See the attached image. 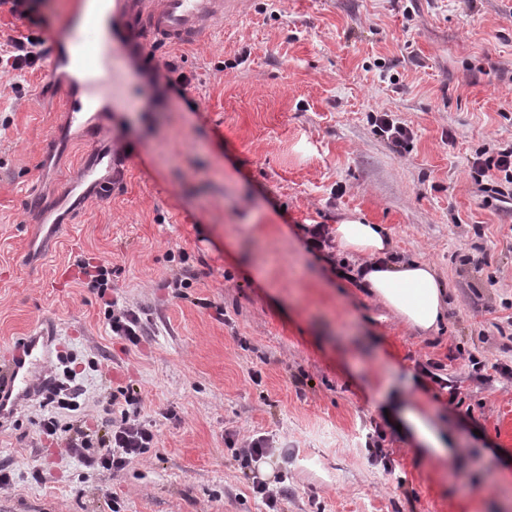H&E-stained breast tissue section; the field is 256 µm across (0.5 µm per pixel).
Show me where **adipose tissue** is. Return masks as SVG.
Masks as SVG:
<instances>
[{"label":"adipose tissue","instance_id":"obj_1","mask_svg":"<svg viewBox=\"0 0 512 512\" xmlns=\"http://www.w3.org/2000/svg\"><path fill=\"white\" fill-rule=\"evenodd\" d=\"M335 233L343 250L377 259L375 271L365 281L379 302L414 328H437L444 311V291L432 266L389 260L388 240L379 225L348 219L337 224Z\"/></svg>","mask_w":512,"mask_h":512}]
</instances>
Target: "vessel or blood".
Masks as SVG:
<instances>
[{"mask_svg":"<svg viewBox=\"0 0 512 512\" xmlns=\"http://www.w3.org/2000/svg\"><path fill=\"white\" fill-rule=\"evenodd\" d=\"M233 0H102L98 11L75 10L40 37L50 46L46 62L49 80H56L61 68H71L73 82L81 95L66 96L64 110L71 126L92 130L82 182L67 185L58 206L80 201L83 184L97 186L107 196L114 182L124 177L119 154L104 146L112 131V115L126 111L129 102L117 95V81L124 69L138 61L153 43L190 47L202 36L222 26ZM109 180H101L100 170ZM42 361L38 337L23 340L5 356L0 366V420L13 415L30 397L33 371Z\"/></svg>","mask_w":512,"mask_h":512,"instance_id":"obj_1","label":"vessel or blood"}]
</instances>
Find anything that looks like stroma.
<instances>
[{
	"mask_svg": "<svg viewBox=\"0 0 512 512\" xmlns=\"http://www.w3.org/2000/svg\"><path fill=\"white\" fill-rule=\"evenodd\" d=\"M170 59L186 96L149 79ZM120 86L137 104L112 115L125 177L60 209L88 146L43 67L0 70V352L51 332L37 380L65 355L83 390L57 439L36 396L0 423V512H266L229 432L287 448L269 459L288 473L281 512H512V379L470 364L512 367V197H487L472 169L483 147L512 145V0H240L197 45H152ZM381 112L411 130L407 152L373 133ZM47 210L64 224L53 237ZM352 216L435 267L438 331L307 250L303 225ZM83 262L112 269L107 292ZM107 297L149 315L139 347L113 336ZM429 360L456 404L416 384ZM127 387L155 447L119 472L85 466L66 426L105 424ZM409 401L452 461L400 429ZM385 419L390 473L363 446Z\"/></svg>",
	"mask_w": 512,
	"mask_h": 512,
	"instance_id": "35a3bbf8",
	"label": "stroma"
}]
</instances>
